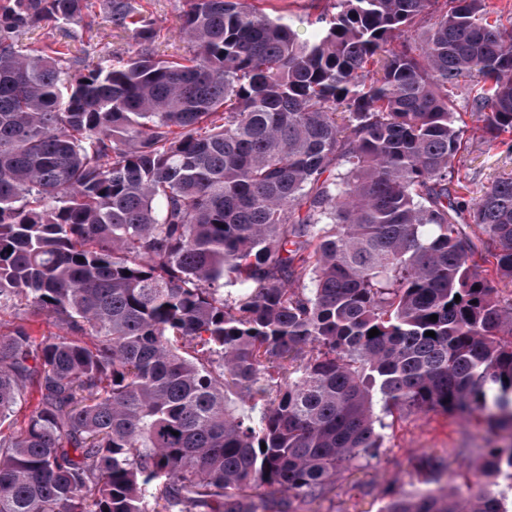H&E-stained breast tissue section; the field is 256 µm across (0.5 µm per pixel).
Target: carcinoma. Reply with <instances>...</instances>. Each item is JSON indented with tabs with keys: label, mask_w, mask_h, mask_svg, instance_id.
I'll list each match as a JSON object with an SVG mask.
<instances>
[{
	"label": "carcinoma",
	"mask_w": 512,
	"mask_h": 512,
	"mask_svg": "<svg viewBox=\"0 0 512 512\" xmlns=\"http://www.w3.org/2000/svg\"><path fill=\"white\" fill-rule=\"evenodd\" d=\"M334 8L301 41L249 0H184L185 55L142 21L87 70L22 47L91 26L87 0H0V308L92 337L0 335V423L39 393L0 431V512H298L397 423L476 411L509 442L450 450L481 459L467 493L421 457L379 512H509L512 176L473 200L448 174L462 82L512 148V25L488 0ZM38 399L39 394L35 388L28 387L22 403L16 408L15 413L4 423V432H10L23 426L24 421L27 420L28 416L35 409Z\"/></svg>",
	"instance_id": "cac0c4a2"
}]
</instances>
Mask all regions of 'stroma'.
Masks as SVG:
<instances>
[{
    "label": "stroma",
    "instance_id": "obj_1",
    "mask_svg": "<svg viewBox=\"0 0 512 512\" xmlns=\"http://www.w3.org/2000/svg\"><path fill=\"white\" fill-rule=\"evenodd\" d=\"M134 5L139 18L153 23L161 31V38L154 45L158 54L183 52L185 41L179 18L182 0H135ZM88 15L92 26L83 30L79 41L69 40L70 25L50 22L27 33L23 42L28 47L46 51L70 47L93 66L109 64L113 57L124 55L132 43L131 34L112 27L101 8V0H90ZM454 106L466 127L463 148L452 167L458 171L471 196L476 197L499 174L512 172V150L486 142L482 131L483 115L473 107L469 84H461L456 90ZM19 325L39 340L66 333L55 319L14 307L0 309V334L9 333ZM466 435L480 445L489 437L485 425L476 421L435 412L411 416L396 425L378 457L343 472L329 491L308 505L307 512H379L383 505L382 491L387 485L411 491L410 471L418 457L447 456L449 448L455 447Z\"/></svg>",
    "mask_w": 512,
    "mask_h": 512
}]
</instances>
